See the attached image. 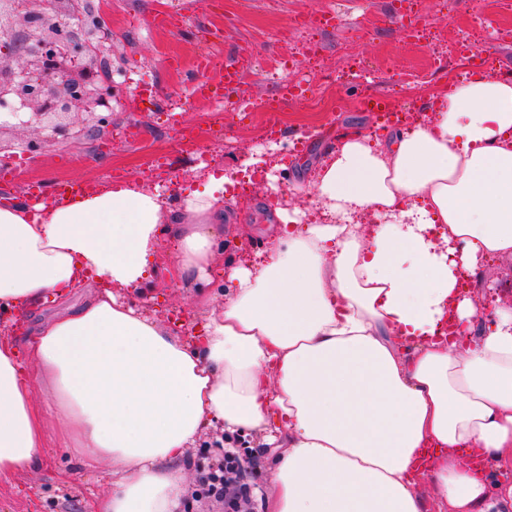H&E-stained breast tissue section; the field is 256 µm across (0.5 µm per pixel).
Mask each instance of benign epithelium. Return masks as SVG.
Wrapping results in <instances>:
<instances>
[{
    "label": "benign epithelium",
    "instance_id": "7a95c632",
    "mask_svg": "<svg viewBox=\"0 0 512 512\" xmlns=\"http://www.w3.org/2000/svg\"><path fill=\"white\" fill-rule=\"evenodd\" d=\"M6 0L0 5V43L14 58L0 57V108L17 122L0 121L6 130L35 127L38 137L27 141L33 152L58 140H77L107 121L112 111V79H96L99 57L112 41L109 28L70 21L80 18L78 0ZM66 4L63 10L55 7Z\"/></svg>",
    "mask_w": 512,
    "mask_h": 512
}]
</instances>
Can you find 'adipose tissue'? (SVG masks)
Segmentation results:
<instances>
[{"mask_svg": "<svg viewBox=\"0 0 512 512\" xmlns=\"http://www.w3.org/2000/svg\"><path fill=\"white\" fill-rule=\"evenodd\" d=\"M232 181L177 212L132 182L0 205V310L98 287L43 322L27 354L0 336V477L53 443L86 471L111 466L92 512H179L181 461L204 430L262 433L276 417L270 512H430L424 483L431 512H512V309L476 325L485 298L458 288L512 256V79L473 73L429 120L343 137L318 174L322 220L276 202L222 309L197 290L208 317L188 342L115 291L149 280L162 242L176 279H207ZM452 315L465 337L446 343ZM45 377L50 404L33 395Z\"/></svg>", "mask_w": 512, "mask_h": 512, "instance_id": "obj_1", "label": "adipose tissue"}]
</instances>
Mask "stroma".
Returning a JSON list of instances; mask_svg holds the SVG:
<instances>
[{"mask_svg": "<svg viewBox=\"0 0 512 512\" xmlns=\"http://www.w3.org/2000/svg\"><path fill=\"white\" fill-rule=\"evenodd\" d=\"M84 6L99 10L112 30V47L102 58L113 81L109 122L80 140L47 145L23 176L0 179V203L29 202L31 182L49 191L63 180L98 188L137 181L177 201L204 190L208 174L239 172L247 161H260L261 177L246 183L243 198L227 204L230 221L214 263L218 271L265 249L275 195L315 212L310 185L338 138L377 130L375 113L363 107L367 97L390 92L404 111L429 115L433 96L458 68L453 41L474 24L471 0H417L416 18L431 41L424 50L405 35L399 0H84ZM203 29L211 32L205 48L240 75L219 103L195 96L199 77L188 67L204 48L198 41ZM311 39L318 43L316 60L306 53ZM475 46L490 72L512 77V18L500 28H484ZM320 60L333 72L330 81L320 78ZM287 82L296 85L297 95L286 102L281 88ZM214 112L222 113L223 130L202 138L203 156L192 159L180 150L179 139L186 128L206 126ZM269 113L282 120L273 136L263 123ZM156 151L167 156V173L148 165ZM299 183L307 187L300 195L293 191ZM155 263L159 275L153 283L123 289V297L142 304L146 315L178 336L198 335L203 315L194 304V286L170 279L175 259L167 250L157 253ZM488 286L495 287L500 306L512 303V258L493 261L470 283L478 294ZM89 294L85 288L64 305L1 313L0 333L26 346L39 323L63 306H79ZM223 435L222 426H212L187 452L188 512H225L223 503L194 495L200 477L223 461L214 446ZM237 449L241 480L250 487L245 508L266 512L258 469L274 450L259 436L238 441ZM111 481L108 469L83 471L75 449L50 448L38 466L0 479V512H90L92 498L108 493Z\"/></svg>", "mask_w": 512, "mask_h": 512, "instance_id": "obj_1", "label": "stroma"}]
</instances>
